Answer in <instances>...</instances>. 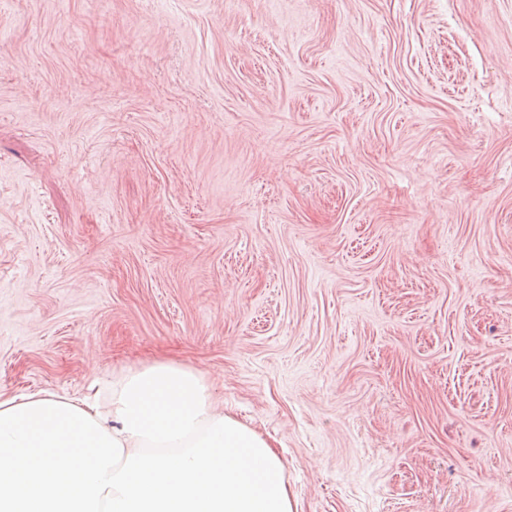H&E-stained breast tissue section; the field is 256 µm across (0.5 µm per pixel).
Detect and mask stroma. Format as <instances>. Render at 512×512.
Here are the masks:
<instances>
[{"label":"stroma","instance_id":"35a3bbf8","mask_svg":"<svg viewBox=\"0 0 512 512\" xmlns=\"http://www.w3.org/2000/svg\"><path fill=\"white\" fill-rule=\"evenodd\" d=\"M164 359L298 512H512V0H0V396Z\"/></svg>","mask_w":512,"mask_h":512}]
</instances>
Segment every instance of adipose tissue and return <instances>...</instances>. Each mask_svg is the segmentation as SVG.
I'll list each match as a JSON object with an SVG mask.
<instances>
[{
	"label": "adipose tissue",
	"mask_w": 512,
	"mask_h": 512,
	"mask_svg": "<svg viewBox=\"0 0 512 512\" xmlns=\"http://www.w3.org/2000/svg\"><path fill=\"white\" fill-rule=\"evenodd\" d=\"M0 512H295L285 464L216 407L200 370L158 360L84 394L0 398Z\"/></svg>",
	"instance_id": "1"
}]
</instances>
